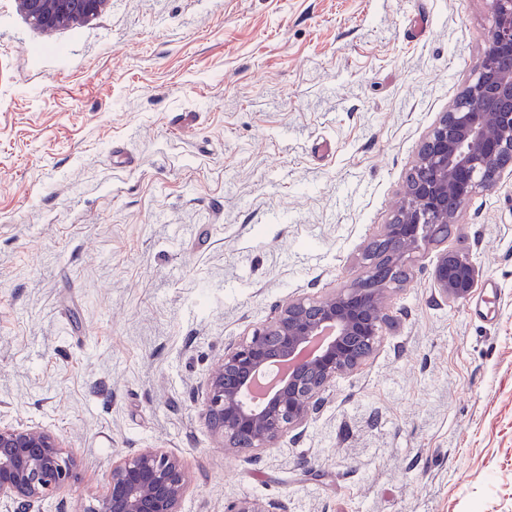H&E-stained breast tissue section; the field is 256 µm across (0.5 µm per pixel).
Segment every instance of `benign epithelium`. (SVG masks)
<instances>
[{
    "mask_svg": "<svg viewBox=\"0 0 512 512\" xmlns=\"http://www.w3.org/2000/svg\"><path fill=\"white\" fill-rule=\"evenodd\" d=\"M27 18L50 29L86 23L109 0H16ZM492 25L481 64L421 144L406 178L401 204L365 256L366 270L346 288L316 301L281 306L275 320L225 350L224 362L205 383L209 427L224 446L244 453L273 448L288 430L303 425L322 405L321 393L355 369L382 336L388 293L404 279L385 269L409 271L414 254L448 237L478 190L512 174V0H491ZM459 206L448 208V198ZM432 276L449 301L467 299L479 272L463 253L436 256ZM279 358L290 371L264 382ZM264 391L258 406L248 402ZM78 479V461L52 432L37 426L0 425V501L14 512L46 500ZM189 476L179 459L145 448L112 464L106 491L81 512H181ZM230 512H287L280 501L243 499Z\"/></svg>",
    "mask_w": 512,
    "mask_h": 512,
    "instance_id": "7a95c632",
    "label": "benign epithelium"
}]
</instances>
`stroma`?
Segmentation results:
<instances>
[{"label":"stroma","mask_w":512,"mask_h":512,"mask_svg":"<svg viewBox=\"0 0 512 512\" xmlns=\"http://www.w3.org/2000/svg\"><path fill=\"white\" fill-rule=\"evenodd\" d=\"M490 24L488 0H109L36 64L0 0V423L79 461L33 512H81L145 448L189 473L181 512H512V176L276 447L204 419L225 349L362 272ZM444 247L479 271L465 301ZM432 276L440 295L449 301L467 299L478 285L479 272L463 253H439ZM229 512H288L280 501H263L259 499H243L236 503Z\"/></svg>","instance_id":"35a3bbf8"}]
</instances>
